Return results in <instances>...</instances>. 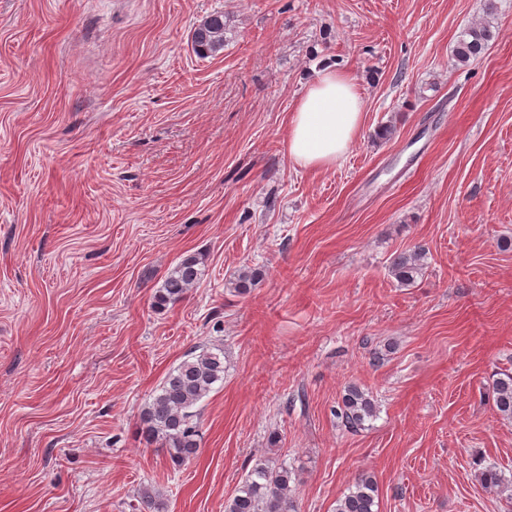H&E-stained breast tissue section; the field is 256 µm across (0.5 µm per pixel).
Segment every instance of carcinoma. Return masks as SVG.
<instances>
[{"label": "carcinoma", "mask_w": 512, "mask_h": 512, "mask_svg": "<svg viewBox=\"0 0 512 512\" xmlns=\"http://www.w3.org/2000/svg\"><path fill=\"white\" fill-rule=\"evenodd\" d=\"M224 13L216 12L199 23L191 34L192 47L202 58L224 48ZM491 39L486 26H474L465 32L456 46L458 60L467 62L484 52ZM425 250L396 254L389 265L398 284L409 286L422 275ZM201 258L189 255L179 261L165 276L155 294V305L162 308L179 301L195 287L202 276ZM265 275L261 268L242 267L229 281V287L245 295L258 285ZM224 384V344L212 343L191 351L164 379L158 393L140 413L138 433L146 446L165 450L169 461L181 467L196 458L201 441L200 408L198 404L215 386ZM495 405L501 416L512 421V373L500 374L494 382ZM377 406L370 392L352 384L338 403L334 414L342 424L357 430L367 419L376 415ZM293 471L286 465L270 466L259 462L246 474L237 494L225 506V512H297L292 494ZM483 487L493 493L506 491L507 486L492 467L481 473ZM378 487L374 476L361 474L343 497L336 500L334 512H378ZM141 503L148 512H163L164 503L153 489L145 487Z\"/></svg>", "instance_id": "obj_1"}]
</instances>
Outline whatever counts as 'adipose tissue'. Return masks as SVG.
<instances>
[{"label":"adipose tissue","instance_id":"obj_1","mask_svg":"<svg viewBox=\"0 0 512 512\" xmlns=\"http://www.w3.org/2000/svg\"><path fill=\"white\" fill-rule=\"evenodd\" d=\"M362 124V98L349 72L325 66L309 82L288 124V155L304 169H323L346 156Z\"/></svg>","mask_w":512,"mask_h":512}]
</instances>
